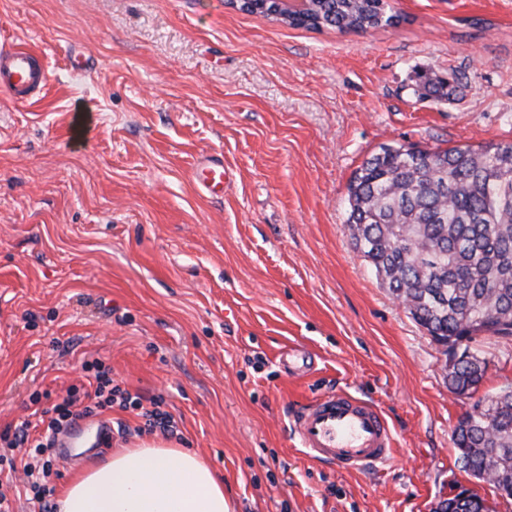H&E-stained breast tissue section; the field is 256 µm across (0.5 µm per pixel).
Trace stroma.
Here are the masks:
<instances>
[{
	"label": "stroma",
	"mask_w": 512,
	"mask_h": 512,
	"mask_svg": "<svg viewBox=\"0 0 512 512\" xmlns=\"http://www.w3.org/2000/svg\"><path fill=\"white\" fill-rule=\"evenodd\" d=\"M398 26L292 28L228 0H0V44L38 52L46 89L0 96V431L102 361L160 396L171 442L223 479L235 512H434L460 488L453 432L512 386V338L482 335L477 390L376 280L346 228L347 184L381 146L512 141V0H390ZM448 79L428 97L426 77ZM224 163V194L193 181ZM312 365L286 367L291 350ZM376 405L382 471L311 460L294 408L331 390ZM128 435L101 445L108 423ZM119 407L77 421L67 483L143 440ZM486 369V363L471 354L466 360H461L453 369L448 370V384L457 393L475 389L481 382Z\"/></svg>",
	"instance_id": "obj_1"
}]
</instances>
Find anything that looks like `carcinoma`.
<instances>
[{
	"label": "carcinoma",
	"mask_w": 512,
	"mask_h": 512,
	"mask_svg": "<svg viewBox=\"0 0 512 512\" xmlns=\"http://www.w3.org/2000/svg\"><path fill=\"white\" fill-rule=\"evenodd\" d=\"M239 10L266 17L275 3ZM387 0H309L290 27L366 33L394 27ZM346 227L380 284L401 300L433 341L512 336V141L471 147L387 146L364 160L347 186ZM475 355L448 370L457 393L481 382ZM458 462L512 498V388L476 403L458 423ZM436 512H491L479 495H455Z\"/></svg>",
	"instance_id": "cac0c4a2"
}]
</instances>
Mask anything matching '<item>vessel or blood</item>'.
I'll use <instances>...</instances> for the list:
<instances>
[{"label":"vessel or blood","mask_w":512,"mask_h":512,"mask_svg":"<svg viewBox=\"0 0 512 512\" xmlns=\"http://www.w3.org/2000/svg\"><path fill=\"white\" fill-rule=\"evenodd\" d=\"M47 83L39 54L19 45L0 48L1 94L24 104L39 96ZM225 177L218 161L199 163L193 172L196 185L210 196L223 193ZM291 425L308 457L344 472L379 467L394 452L392 431L382 412L347 392H333L300 406Z\"/></svg>","instance_id":"1"}]
</instances>
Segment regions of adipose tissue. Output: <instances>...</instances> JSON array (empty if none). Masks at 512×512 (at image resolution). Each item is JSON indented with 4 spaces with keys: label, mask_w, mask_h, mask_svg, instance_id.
I'll return each instance as SVG.
<instances>
[{
    "label": "adipose tissue",
    "mask_w": 512,
    "mask_h": 512,
    "mask_svg": "<svg viewBox=\"0 0 512 512\" xmlns=\"http://www.w3.org/2000/svg\"><path fill=\"white\" fill-rule=\"evenodd\" d=\"M57 512H233L224 482L196 452L146 439L72 480Z\"/></svg>",
    "instance_id": "obj_1"
}]
</instances>
